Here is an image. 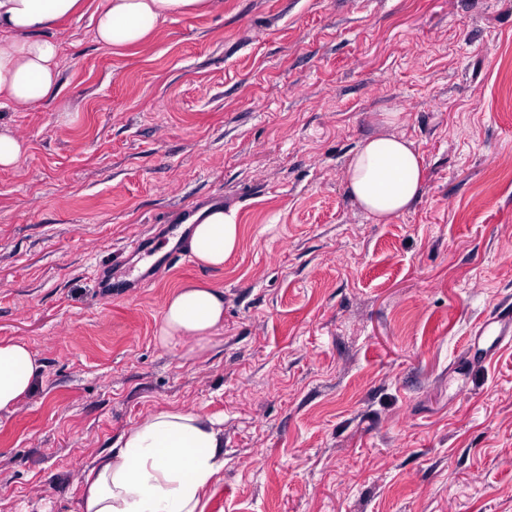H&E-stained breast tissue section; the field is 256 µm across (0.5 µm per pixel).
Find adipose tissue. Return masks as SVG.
Wrapping results in <instances>:
<instances>
[{"label": "adipose tissue", "instance_id": "ef3b65f1", "mask_svg": "<svg viewBox=\"0 0 512 512\" xmlns=\"http://www.w3.org/2000/svg\"><path fill=\"white\" fill-rule=\"evenodd\" d=\"M215 0H0V96L31 105L59 91L62 43L51 29L67 18L90 14L93 34L106 50L144 42L161 21L203 15ZM353 199L377 224L406 212L423 184L422 160L413 142L386 135L366 140L346 169ZM189 250L213 269L238 249L236 210L203 208L187 220ZM224 325V292L185 284L168 296L158 339L172 345L204 340ZM42 365L20 340L0 341V411L31 394ZM224 469V434L217 420L170 408L144 416L94 465L84 484L81 512H203V496Z\"/></svg>", "mask_w": 512, "mask_h": 512}]
</instances>
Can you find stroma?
I'll list each match as a JSON object with an SVG mask.
<instances>
[{"instance_id":"obj_1","label":"stroma","mask_w":512,"mask_h":512,"mask_svg":"<svg viewBox=\"0 0 512 512\" xmlns=\"http://www.w3.org/2000/svg\"><path fill=\"white\" fill-rule=\"evenodd\" d=\"M59 25L60 93L0 107V340L36 390L0 412V512H80L144 416L224 420L204 512H512V348L466 344L512 301V0H217L107 51ZM401 135L419 197L368 219L346 168ZM217 203L223 268L176 263L101 299L126 241ZM185 282L224 291L211 338L158 340ZM26 143L8 129L1 132L0 128V168L17 165L26 152Z\"/></svg>"}]
</instances>
